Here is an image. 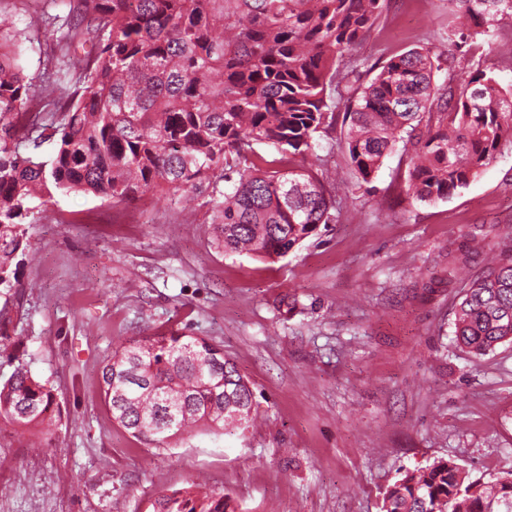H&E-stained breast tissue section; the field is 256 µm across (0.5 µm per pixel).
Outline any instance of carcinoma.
<instances>
[{
  "mask_svg": "<svg viewBox=\"0 0 512 512\" xmlns=\"http://www.w3.org/2000/svg\"><path fill=\"white\" fill-rule=\"evenodd\" d=\"M44 90L62 117L38 125L19 53L0 47V287L13 288L31 249L32 202L43 191L124 205L152 192H191L211 209L214 242L266 260L285 257L341 207L329 178L306 166L318 138L341 125L347 164L370 184L397 147L414 148L408 191L448 198L496 154L512 150V85L466 71L458 52L501 21L512 0H448L468 24L448 46H424L370 66L355 54L388 0H69ZM378 73L363 84V74ZM448 71L438 84L434 74ZM46 142L53 155L40 159ZM269 144L267 158L256 146ZM456 344L481 358L512 345V243L468 284ZM102 393L113 418L160 446L203 426L226 430L253 391L224 350L186 334L149 336L112 351ZM54 396L23 365L0 383V419L50 431ZM150 512H228L197 483L163 490ZM380 512H512V473L473 480L451 460L406 473Z\"/></svg>",
  "mask_w": 512,
  "mask_h": 512,
  "instance_id": "obj_1",
  "label": "carcinoma"
}]
</instances>
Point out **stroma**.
I'll return each instance as SVG.
<instances>
[{"mask_svg": "<svg viewBox=\"0 0 512 512\" xmlns=\"http://www.w3.org/2000/svg\"><path fill=\"white\" fill-rule=\"evenodd\" d=\"M66 12L62 0H0V37L19 43L38 108L56 51L39 19ZM450 19L448 0H389L359 53L446 44ZM509 41L505 20L462 62L511 85ZM340 138L322 136L315 153L336 173L341 220L273 263L215 248L196 197L42 196L0 378L22 363L48 382L53 433L0 420V512H147L159 491L194 481L235 512H380L387 487L439 459L475 479L512 471V346L476 359L452 335L461 289L512 225V151L426 203L407 191L408 153L385 160L372 194ZM471 246L449 275V254ZM170 331L233 360L253 391L248 429L154 448L113 420L100 384L113 349Z\"/></svg>", "mask_w": 512, "mask_h": 512, "instance_id": "obj_1", "label": "stroma"}]
</instances>
